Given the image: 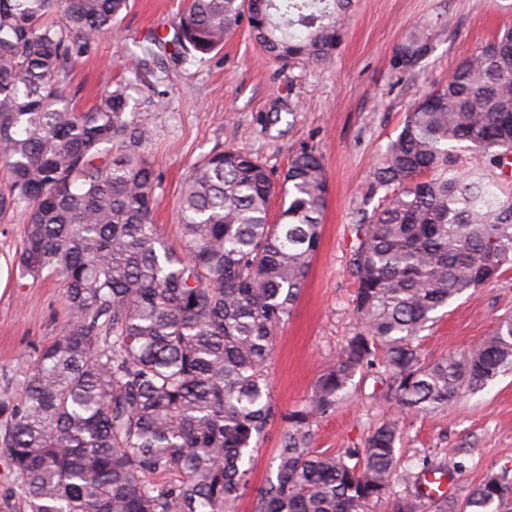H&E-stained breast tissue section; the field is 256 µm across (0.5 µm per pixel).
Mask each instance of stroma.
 I'll return each instance as SVG.
<instances>
[{
	"mask_svg": "<svg viewBox=\"0 0 512 512\" xmlns=\"http://www.w3.org/2000/svg\"><path fill=\"white\" fill-rule=\"evenodd\" d=\"M181 0H130L118 31L91 42L73 64L66 89L78 107L98 93L129 82V68L145 35L170 27ZM512 23V0H354L340 48L332 62L285 65L266 57L248 28H240L206 61L173 65L149 59L153 87L131 85L134 103L153 91L167 105L153 113L156 137L146 151L159 176L154 222L168 247L181 250L177 201L190 169L212 149L242 147L275 175L304 148L322 156L328 196L322 238L290 319L279 327L270 368L272 398L279 408L301 405L322 369L356 326L349 258L354 225L365 206L373 167L400 131L407 108L445 82L458 63L476 54L499 28ZM429 28L432 49L411 75L391 67L394 50ZM282 114L265 125L262 116ZM512 314V267L474 294L453 299L423 331L425 362L479 344L501 318ZM64 290L56 279L0 289V391L22 397V380L38 349L69 327ZM352 397L321 420L313 448L339 453L364 445L367 433L395 416L394 401L375 399L374 370H361ZM445 450L453 472L452 495L463 494L487 474L512 471V371L482 391L464 394L444 413L407 418L398 454L403 465Z\"/></svg>",
	"mask_w": 512,
	"mask_h": 512,
	"instance_id": "obj_1",
	"label": "stroma"
}]
</instances>
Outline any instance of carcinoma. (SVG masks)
I'll use <instances>...</instances> for the list:
<instances>
[{
	"mask_svg": "<svg viewBox=\"0 0 512 512\" xmlns=\"http://www.w3.org/2000/svg\"><path fill=\"white\" fill-rule=\"evenodd\" d=\"M352 0H185L173 36L145 50L183 64L224 47L242 22L284 64L331 61ZM129 0H0V219L28 213L16 277L55 276L71 324L38 350L21 401L0 397V446L27 512H236L266 428L285 432L255 512H424L421 475L397 468L402 414L446 412L512 369V317L460 355L422 360L420 334L449 301L512 265V25L405 113L374 167L349 269L357 327L306 403L282 411L269 364L318 249L328 184L305 148L280 182L240 148L214 150L178 200L184 252L153 222L152 128L126 86L92 107L66 92L69 67ZM421 32L395 49L412 72ZM468 153L476 164L460 158ZM282 210L270 222L269 202ZM382 368L400 415L362 448L313 450V427ZM430 512H512V472L490 473Z\"/></svg>",
	"mask_w": 512,
	"mask_h": 512,
	"instance_id": "cac0c4a2",
	"label": "carcinoma"
}]
</instances>
